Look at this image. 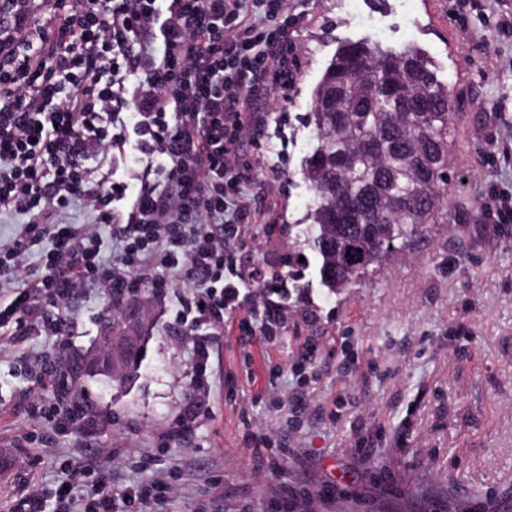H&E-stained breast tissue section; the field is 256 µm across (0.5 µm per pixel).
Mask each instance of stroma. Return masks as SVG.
Returning <instances> with one entry per match:
<instances>
[{"label": "stroma", "instance_id": "stroma-1", "mask_svg": "<svg viewBox=\"0 0 512 512\" xmlns=\"http://www.w3.org/2000/svg\"><path fill=\"white\" fill-rule=\"evenodd\" d=\"M290 0L300 65L287 97L253 102L264 116L239 152L268 184L253 200L236 260L287 274L307 250L311 193L302 162L314 144L312 91L345 40L414 43L453 90L448 223L369 280L330 292L309 263L271 342L262 304L254 336L236 320L213 337L208 381L191 382L194 349L176 321L182 288L137 289L114 302L80 288L65 345L52 336L0 342V440L18 445L0 512H17L30 479L44 512H65L53 490L62 458L99 459L114 488L159 482L174 491L163 512H512V223L493 218L512 192V37L492 22L512 0ZM135 307L150 338L125 391L97 378L81 403L94 426L78 433L36 422L57 407L55 378L37 382L33 358L77 359L115 308ZM313 366L302 367L306 346ZM266 439L269 452L254 451Z\"/></svg>", "mask_w": 512, "mask_h": 512}]
</instances>
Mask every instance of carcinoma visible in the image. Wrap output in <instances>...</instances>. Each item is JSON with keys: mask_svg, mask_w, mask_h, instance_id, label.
Returning a JSON list of instances; mask_svg holds the SVG:
<instances>
[{"mask_svg": "<svg viewBox=\"0 0 512 512\" xmlns=\"http://www.w3.org/2000/svg\"><path fill=\"white\" fill-rule=\"evenodd\" d=\"M312 102L317 146L303 164L313 194L312 248L322 285L336 291L410 249L428 225L448 223L452 92L419 46L361 39L341 44ZM343 196L366 199L349 224L335 221ZM300 256L288 253L296 283L306 267ZM144 342L126 318L112 315V348L123 351L107 379L113 389L135 379Z\"/></svg>", "mask_w": 512, "mask_h": 512, "instance_id": "cac0c4a2", "label": "carcinoma"}]
</instances>
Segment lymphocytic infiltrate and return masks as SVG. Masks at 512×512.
<instances>
[{
    "label": "lymphocytic infiltrate",
    "instance_id": "lymphocytic-infiltrate-1",
    "mask_svg": "<svg viewBox=\"0 0 512 512\" xmlns=\"http://www.w3.org/2000/svg\"><path fill=\"white\" fill-rule=\"evenodd\" d=\"M297 21L288 0H51L38 16L20 10L0 33V213L22 218L0 242V339L70 335L73 321L45 310L62 309L83 283L118 295L175 282L199 386L211 338L200 331L221 335L243 289L259 290L269 324L281 322L287 277L259 265L241 273L230 244L250 221L246 186L263 181L236 144L262 122L252 101L287 87L299 65ZM112 155L140 164L135 181L102 171ZM77 204L93 223L63 222ZM101 224L116 261L104 256ZM33 256L41 274L27 281ZM161 505L101 480L71 512Z\"/></svg>",
    "mask_w": 512,
    "mask_h": 512
}]
</instances>
